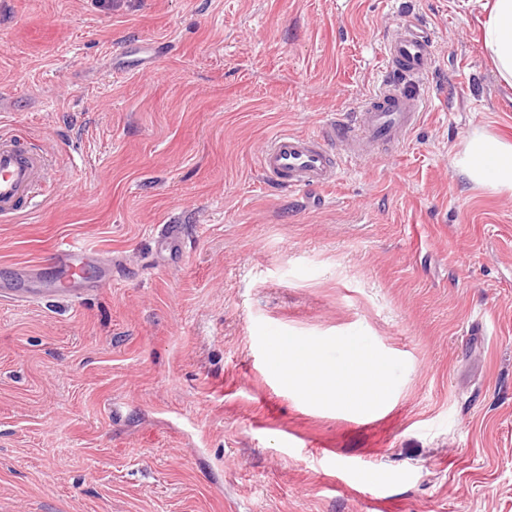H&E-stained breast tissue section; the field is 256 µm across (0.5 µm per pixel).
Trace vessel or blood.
<instances>
[{
	"instance_id": "1",
	"label": "vessel or blood",
	"mask_w": 512,
	"mask_h": 512,
	"mask_svg": "<svg viewBox=\"0 0 512 512\" xmlns=\"http://www.w3.org/2000/svg\"><path fill=\"white\" fill-rule=\"evenodd\" d=\"M434 56L427 28L406 18L388 44L385 73L362 112L336 115L315 134L275 133L258 157L263 175L291 192L321 191L335 183L341 157L361 158L368 148L397 145L423 117L425 101L409 85L423 77ZM47 178L48 159L41 149L21 147L15 136L1 135L0 222L13 221L33 206ZM84 254L80 243L65 242L56 248L55 261L78 277Z\"/></svg>"
}]
</instances>
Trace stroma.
Wrapping results in <instances>:
<instances>
[{
	"instance_id": "1",
	"label": "stroma",
	"mask_w": 512,
	"mask_h": 512,
	"mask_svg": "<svg viewBox=\"0 0 512 512\" xmlns=\"http://www.w3.org/2000/svg\"><path fill=\"white\" fill-rule=\"evenodd\" d=\"M426 24L434 67L397 149L291 194L257 158L379 87ZM477 0H0V133L52 157L0 223V285L58 241L77 299L0 300V512H512V197L468 140L512 141ZM179 243H162V225ZM357 340L389 399L285 384L272 343ZM460 172L470 182L512 196V143L475 135L467 145ZM86 249L78 242H64L55 249V263L68 269L71 277H80L83 272L82 257Z\"/></svg>"
}]
</instances>
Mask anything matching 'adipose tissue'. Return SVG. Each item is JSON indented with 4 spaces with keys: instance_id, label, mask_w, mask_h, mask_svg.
<instances>
[{
    "instance_id": "ef3b65f1",
    "label": "adipose tissue",
    "mask_w": 512,
    "mask_h": 512,
    "mask_svg": "<svg viewBox=\"0 0 512 512\" xmlns=\"http://www.w3.org/2000/svg\"><path fill=\"white\" fill-rule=\"evenodd\" d=\"M480 26L483 50L493 63L500 82L512 87V0H486ZM470 182L512 196V143L478 134L469 141L461 167ZM348 361L333 367L311 360L308 344L281 339L275 350L276 368L289 385L299 388L318 403H334L367 412L376 408L388 393L384 362L346 341Z\"/></svg>"
}]
</instances>
